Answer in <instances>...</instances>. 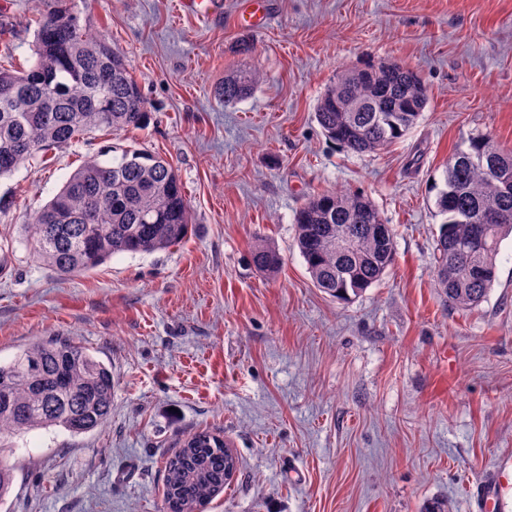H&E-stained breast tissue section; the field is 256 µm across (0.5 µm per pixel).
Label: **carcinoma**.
Instances as JSON below:
<instances>
[{
  "label": "carcinoma",
  "mask_w": 512,
  "mask_h": 512,
  "mask_svg": "<svg viewBox=\"0 0 512 512\" xmlns=\"http://www.w3.org/2000/svg\"><path fill=\"white\" fill-rule=\"evenodd\" d=\"M34 62L0 68V177L94 130L139 129L150 112L124 54L101 31L81 22L63 0H36ZM259 70L224 75L218 96L234 105L252 96ZM429 102L420 74L398 63L344 69L316 105L323 134L346 151L366 155L402 139ZM361 111H350L351 104ZM512 151L483 135L468 137L448 158L436 206L444 221L433 252V280L449 305L471 311L497 279L501 242L512 235ZM498 215L484 224L481 218ZM361 194L336 189L310 198L296 213L294 245L315 287L342 303L362 296L395 262L394 232ZM33 255L46 269L90 272L119 253L151 254L184 241L191 213L174 167L145 149L125 148L107 160L90 157L24 225ZM355 232L343 254L336 235ZM255 270L277 274L279 251L257 240ZM112 370L74 337L40 338L0 365V440L27 430L61 427L72 434L102 426L112 409ZM224 437L187 436L165 465V512H196L231 483ZM14 482L0 462V501Z\"/></svg>",
  "instance_id": "carcinoma-1"
}]
</instances>
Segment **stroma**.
Here are the masks:
<instances>
[{
  "mask_svg": "<svg viewBox=\"0 0 512 512\" xmlns=\"http://www.w3.org/2000/svg\"><path fill=\"white\" fill-rule=\"evenodd\" d=\"M223 2L207 22L178 0H72L125 54L152 119L0 178V364L73 336L115 393L100 429L0 441L15 469L0 512H159L165 459L201 430L239 460L204 512H423L437 498L477 512L474 486L512 459V239L485 301L454 309L433 282L435 201L470 134L512 151V0H269L257 34ZM36 28L34 0H0V66L32 63ZM380 62L419 72L429 104L394 145L352 154L315 108L339 71ZM254 68L249 99L216 97L226 73ZM133 145L175 168L192 235L86 274L41 266L25 221L85 159ZM339 188L368 197L396 244L384 279L347 305L293 245L297 210ZM259 238L284 258L276 276L250 262Z\"/></svg>",
  "mask_w": 512,
  "mask_h": 512,
  "instance_id": "1",
  "label": "stroma"
}]
</instances>
